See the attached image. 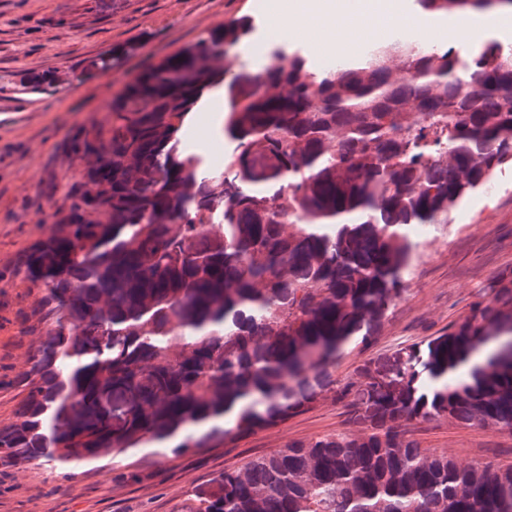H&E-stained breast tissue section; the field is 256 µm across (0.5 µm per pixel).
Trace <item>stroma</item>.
Listing matches in <instances>:
<instances>
[{
	"label": "stroma",
	"instance_id": "35a3bbf8",
	"mask_svg": "<svg viewBox=\"0 0 512 512\" xmlns=\"http://www.w3.org/2000/svg\"><path fill=\"white\" fill-rule=\"evenodd\" d=\"M275 0H0V93L29 92L34 110L0 116V271L18 265L47 236L55 208L67 202L82 163L65 149L71 132L102 116L123 82L152 68L205 31L247 18L254 32L233 48L244 69L259 72L279 45L305 52L322 68L335 65L332 48L272 34ZM123 52L119 71L99 74L93 63ZM217 112L192 113L188 135L210 165L230 150ZM420 257L368 349L350 345L337 359V379L352 376L364 359L422 344L447 330L486 298L491 278L512 264V169L487 190L467 198L449 223L419 226ZM36 289L0 282V421L12 419L24 396L40 330L23 320ZM348 410L323 395L286 421L229 444L172 455L165 448L102 454L68 465L48 459L0 464V512H192L195 497L227 470L243 468L288 443H309L348 429ZM404 429L421 448L466 465L512 464V432L448 419L410 422ZM137 471L139 481L125 480Z\"/></svg>",
	"mask_w": 512,
	"mask_h": 512
}]
</instances>
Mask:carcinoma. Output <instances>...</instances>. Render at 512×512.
Wrapping results in <instances>:
<instances>
[{
	"label": "carcinoma",
	"instance_id": "1",
	"mask_svg": "<svg viewBox=\"0 0 512 512\" xmlns=\"http://www.w3.org/2000/svg\"><path fill=\"white\" fill-rule=\"evenodd\" d=\"M425 18L512 0H413ZM250 20L127 80L78 126L85 163L49 234L9 273L41 293L45 330L25 396L0 423V462L64 465L163 444L213 448L274 426L323 394L352 431L226 471L193 512H512V464L466 466L403 430L445 418L512 432V267L448 331L333 367L369 347L420 257L416 224H446L512 164V47L374 40L319 69L274 46L253 75L229 49ZM225 85L228 175L185 134ZM498 342L467 375L459 367Z\"/></svg>",
	"mask_w": 512,
	"mask_h": 512
}]
</instances>
